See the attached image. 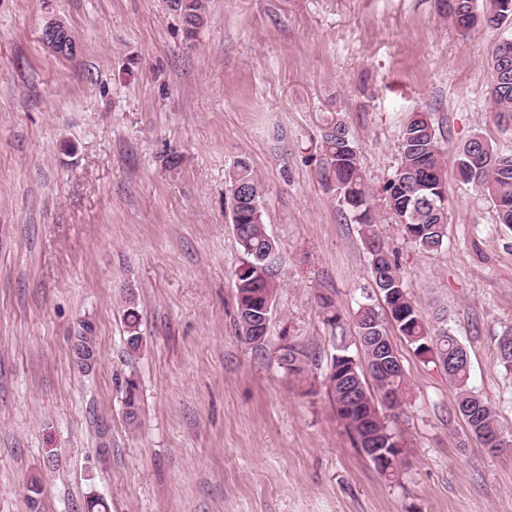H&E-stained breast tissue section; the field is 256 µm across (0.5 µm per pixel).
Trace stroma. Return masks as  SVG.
<instances>
[{
  "mask_svg": "<svg viewBox=\"0 0 512 512\" xmlns=\"http://www.w3.org/2000/svg\"><path fill=\"white\" fill-rule=\"evenodd\" d=\"M186 38L168 0H0V512H512V447L490 452L448 377L392 334L407 382L384 409L404 447L381 477L326 393L338 336L375 298L360 227L320 175L321 134L343 120L420 316L470 357L475 390L512 435V231L447 172V244L399 233L382 188L404 121L428 113L448 158L479 134L512 151L489 99L494 45L512 22L461 36L438 0H206ZM53 19L81 50L43 45ZM248 158L265 184L277 296L246 342L234 272L245 261L224 205ZM141 315L128 356L124 289ZM332 298L340 327L323 321ZM92 322L84 373L70 338ZM311 355L281 368L283 336ZM134 375L129 423L118 383ZM42 493L27 497L31 477Z\"/></svg>",
  "mask_w": 512,
  "mask_h": 512,
  "instance_id": "1",
  "label": "stroma"
}]
</instances>
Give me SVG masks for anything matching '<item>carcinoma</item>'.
<instances>
[{"label":"carcinoma","mask_w":512,"mask_h":512,"mask_svg":"<svg viewBox=\"0 0 512 512\" xmlns=\"http://www.w3.org/2000/svg\"><path fill=\"white\" fill-rule=\"evenodd\" d=\"M474 3L482 16L485 27L498 28L512 19V0H462ZM187 6H178L185 34L191 38L201 24L199 14L206 13L205 0H186ZM506 58L511 65L509 76L499 86L490 87L493 111L512 117V38L497 42L492 50L491 70L500 66ZM349 136L345 123L338 119L324 129L322 134L323 170L328 184L339 196L341 206L354 214L361 225L362 237L370 257V275L375 282L383 307L370 303L358 306L353 320L358 336H386L388 326L415 347V351L431 358V362L453 360L465 353L457 339L442 329L433 332L420 318L415 303L404 283L398 255L391 251L379 237L371 214L370 190L362 174L358 153L350 150L354 143H345ZM487 148L497 159L495 164L468 165L465 149L456 155V168L462 182L473 186L492 202L498 223L512 228V154L499 151L487 141ZM447 158L441 148L436 130L424 112L412 114L404 123L399 146L397 172L383 188L387 208L395 219L401 235L417 249L434 252L443 248L447 233L448 207L445 197ZM247 182L255 196L254 201L233 194L235 185ZM227 207L239 247L247 257L243 270L235 273L236 313L239 330L247 342L258 336L257 330L264 316L267 302L275 301L277 287L268 274V259L274 251V242L268 236L263 218L265 187L262 179L245 158L238 159L228 172ZM123 324L129 353H137L142 346L140 314L133 292L124 300ZM324 321L340 326L342 316L335 303L328 297H320ZM360 348L351 351L350 346L340 343L327 375V393L336 408V414L352 435L354 442L370 433H380L393 440L395 432L385 418L371 417L368 410L351 406L355 396L374 397L366 377H371L377 393L390 398L388 407L400 406L406 393L403 370L391 366L390 355L380 347L359 342ZM497 357L505 371L512 373V333L506 332L497 339ZM71 351L75 365L83 372L96 362V336L89 323L81 325L73 336ZM278 360L288 374L304 373L309 354L302 347L283 343L278 348ZM448 382L455 388L458 405L470 404L473 410L464 417L471 433L484 445L496 451L495 438L501 433L493 407L469 388V370H447ZM123 402L130 422L137 421L139 395L137 380L133 376L124 379Z\"/></svg>","instance_id":"1"}]
</instances>
